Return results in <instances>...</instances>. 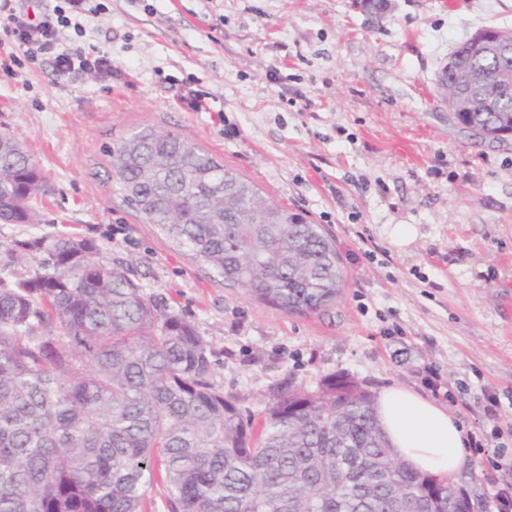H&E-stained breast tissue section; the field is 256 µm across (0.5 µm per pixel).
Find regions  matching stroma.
<instances>
[{"label":"stroma","mask_w":512,"mask_h":512,"mask_svg":"<svg viewBox=\"0 0 512 512\" xmlns=\"http://www.w3.org/2000/svg\"><path fill=\"white\" fill-rule=\"evenodd\" d=\"M86 42L118 77L57 82L50 60L0 71V134L43 177L34 224L0 223V279L37 269L16 243L74 233L123 258L145 293L206 341L210 383L261 426L281 384L336 374L400 384L480 440L454 485L492 503L512 485V136L457 125L436 84L477 30L512 29V0H106ZM207 93L210 109L179 102ZM183 134L334 238L335 303L287 314L225 285L123 204L108 151L139 127ZM414 225L396 246L390 230ZM497 402L487 415V398Z\"/></svg>","instance_id":"obj_1"}]
</instances>
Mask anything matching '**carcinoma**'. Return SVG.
Masks as SVG:
<instances>
[{"instance_id": "obj_1", "label": "carcinoma", "mask_w": 512, "mask_h": 512, "mask_svg": "<svg viewBox=\"0 0 512 512\" xmlns=\"http://www.w3.org/2000/svg\"><path fill=\"white\" fill-rule=\"evenodd\" d=\"M493 109L470 129H512V63ZM122 201L224 281L285 313L335 303L344 271L321 225L264 197L237 170L182 134L146 126L109 151ZM42 176L0 135V221L35 224ZM40 270L0 279V512H140L158 471L169 512H387L382 484L407 499L431 476L396 466L374 397L286 385L260 434L215 389L207 343L76 235L36 237Z\"/></svg>"}]
</instances>
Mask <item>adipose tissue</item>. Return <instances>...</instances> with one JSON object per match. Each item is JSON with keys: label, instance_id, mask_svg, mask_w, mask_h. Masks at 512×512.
<instances>
[{"label": "adipose tissue", "instance_id": "ef3b65f1", "mask_svg": "<svg viewBox=\"0 0 512 512\" xmlns=\"http://www.w3.org/2000/svg\"><path fill=\"white\" fill-rule=\"evenodd\" d=\"M375 407L391 448L409 467L455 479L470 454L467 433L455 416L400 385L382 389Z\"/></svg>", "mask_w": 512, "mask_h": 512}]
</instances>
